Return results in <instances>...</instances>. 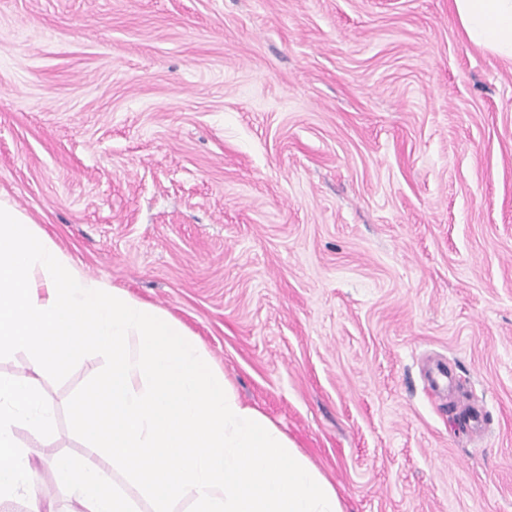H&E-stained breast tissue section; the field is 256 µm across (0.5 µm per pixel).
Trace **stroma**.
I'll list each match as a JSON object with an SVG mask.
<instances>
[{
  "label": "stroma",
  "mask_w": 512,
  "mask_h": 512,
  "mask_svg": "<svg viewBox=\"0 0 512 512\" xmlns=\"http://www.w3.org/2000/svg\"><path fill=\"white\" fill-rule=\"evenodd\" d=\"M0 198L347 512H512V64L449 0H0ZM103 364L39 377L57 428L14 427L0 512H79L51 458Z\"/></svg>",
  "instance_id": "35a3bbf8"
}]
</instances>
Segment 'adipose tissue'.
I'll return each instance as SVG.
<instances>
[{"instance_id":"adipose-tissue-1","label":"adipose tissue","mask_w":512,"mask_h":512,"mask_svg":"<svg viewBox=\"0 0 512 512\" xmlns=\"http://www.w3.org/2000/svg\"><path fill=\"white\" fill-rule=\"evenodd\" d=\"M459 25L477 47L512 62V0H451ZM24 423L44 435L55 431V415L29 375H0V501L24 485L30 464L13 428ZM56 482L81 503L83 512H134L110 477L88 457L52 459Z\"/></svg>"}]
</instances>
